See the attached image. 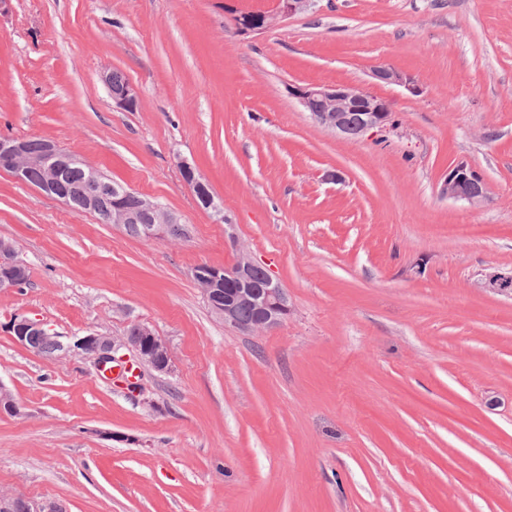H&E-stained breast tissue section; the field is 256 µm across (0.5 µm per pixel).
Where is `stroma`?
<instances>
[{"instance_id":"obj_1","label":"stroma","mask_w":512,"mask_h":512,"mask_svg":"<svg viewBox=\"0 0 512 512\" xmlns=\"http://www.w3.org/2000/svg\"><path fill=\"white\" fill-rule=\"evenodd\" d=\"M228 0H11L0 137L55 141L178 217L133 237L0 170V239L30 276L0 291V493L63 512H512V0H317L235 32ZM386 65L421 92L377 81ZM118 70L139 107L101 81ZM383 98L342 139L288 89ZM207 181L201 207L181 160ZM466 162L487 198L440 193ZM246 247L288 294L250 334L209 310L197 266ZM148 324L171 373L140 392L77 355L17 345ZM103 84L108 90L114 105L117 108L134 111L139 105V98L132 83L126 82L127 78L118 71H109L102 77ZM126 82V83H125ZM125 83V84H124ZM112 84L115 88L113 89ZM181 169L186 179L198 190L204 189L209 195H203V199L207 202L209 208L218 216V219L224 222L223 209L215 203L214 197L207 187L206 182L196 174V170L187 161H181Z\"/></svg>"}]
</instances>
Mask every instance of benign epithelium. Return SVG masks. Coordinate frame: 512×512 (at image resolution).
<instances>
[{
    "label": "benign epithelium",
    "mask_w": 512,
    "mask_h": 512,
    "mask_svg": "<svg viewBox=\"0 0 512 512\" xmlns=\"http://www.w3.org/2000/svg\"><path fill=\"white\" fill-rule=\"evenodd\" d=\"M277 14L265 11H241L230 6L233 15L238 18V29L243 35L259 34L273 26L276 16L290 17L310 9L315 0H278ZM373 77L381 82L396 84L406 88L412 94L420 93V87L414 78L406 73L387 66H379L373 71ZM114 105L126 111H134L139 98L132 83L122 88L112 87V72L102 77ZM290 94L304 108L311 103L320 102L324 109L313 112L311 116L320 125L348 139H357L366 132L386 128L390 122V111L386 101L368 91L345 84L333 85H297ZM80 172L86 182L87 192L80 204H74L63 184V168ZM0 168L9 170L22 182L27 181L29 171H41L42 180L37 189L65 203L76 213L92 212L100 219L126 227L130 224L142 225V235L157 237L165 233L168 225L178 223L177 217L160 203L142 199L141 210L131 213L122 206L123 198L129 190L114 181L103 180V174L96 168L80 160L76 155L60 148L52 141H44L38 154L28 150L24 138H0ZM440 193L455 201L471 205L483 202L487 197V184L483 176L472 166L460 162L444 175ZM237 256L233 264L220 268L216 274L194 272V279L211 312L225 324L252 333L262 334L277 327L288 317V298L281 284L257 265L249 253L241 246L236 248ZM264 273L265 288H251L255 272ZM23 261L18 259L14 243H0V291H9L19 287ZM489 290L505 296H512V274H494L488 280ZM249 308L253 316L248 321L241 320L242 309ZM135 335L120 338L106 336L97 332H88L63 342L60 335L45 327V324L18 316L10 324V333L21 347L30 348V340L37 336L54 345L55 351L62 356L71 353L88 359L96 368L109 363L134 362L137 366H147L159 373L171 370V352L168 345L154 334L145 324L134 326ZM123 349L134 353V359L120 354ZM53 506L36 502L24 497L0 494V512H51Z\"/></svg>",
    "instance_id": "7a95c632"
}]
</instances>
